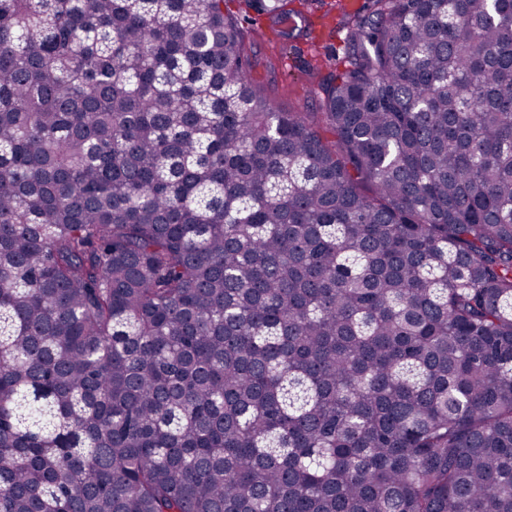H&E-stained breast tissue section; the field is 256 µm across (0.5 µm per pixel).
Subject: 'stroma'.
<instances>
[{
	"instance_id": "35a3bbf8",
	"label": "stroma",
	"mask_w": 512,
	"mask_h": 512,
	"mask_svg": "<svg viewBox=\"0 0 512 512\" xmlns=\"http://www.w3.org/2000/svg\"><path fill=\"white\" fill-rule=\"evenodd\" d=\"M293 6L302 13L300 33L288 40L273 39L267 17L253 13L244 21L251 75L283 109L316 112L321 75L343 65L347 28L328 0H294Z\"/></svg>"
}]
</instances>
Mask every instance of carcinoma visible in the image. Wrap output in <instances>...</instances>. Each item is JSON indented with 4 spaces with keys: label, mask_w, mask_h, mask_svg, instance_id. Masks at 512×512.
I'll list each match as a JSON object with an SVG mask.
<instances>
[{
    "label": "carcinoma",
    "mask_w": 512,
    "mask_h": 512,
    "mask_svg": "<svg viewBox=\"0 0 512 512\" xmlns=\"http://www.w3.org/2000/svg\"><path fill=\"white\" fill-rule=\"evenodd\" d=\"M348 17L0 0V512H512V0ZM334 2L294 0L292 7L303 17L295 18L301 32L281 42L273 39L266 16L250 11L242 20L252 61L251 76L285 110L324 112L319 104L318 82L328 70L342 68L348 38L341 11L330 6Z\"/></svg>",
    "instance_id": "carcinoma-1"
}]
</instances>
